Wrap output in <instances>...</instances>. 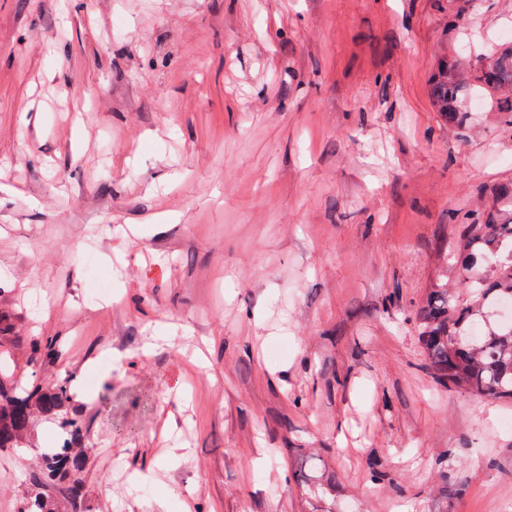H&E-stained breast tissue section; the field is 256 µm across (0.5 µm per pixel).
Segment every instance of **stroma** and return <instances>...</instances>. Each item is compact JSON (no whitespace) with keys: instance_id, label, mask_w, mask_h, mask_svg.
Segmentation results:
<instances>
[{"instance_id":"stroma-1","label":"stroma","mask_w":512,"mask_h":512,"mask_svg":"<svg viewBox=\"0 0 512 512\" xmlns=\"http://www.w3.org/2000/svg\"><path fill=\"white\" fill-rule=\"evenodd\" d=\"M510 42L512 0H0L7 360L71 377L90 512H512V403L440 385L414 319L512 183V125L432 74Z\"/></svg>"}]
</instances>
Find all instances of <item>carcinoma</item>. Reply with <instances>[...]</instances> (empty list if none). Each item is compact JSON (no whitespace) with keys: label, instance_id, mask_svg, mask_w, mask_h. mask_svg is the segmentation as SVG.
Returning <instances> with one entry per match:
<instances>
[{"label":"carcinoma","instance_id":"carcinoma-1","mask_svg":"<svg viewBox=\"0 0 512 512\" xmlns=\"http://www.w3.org/2000/svg\"><path fill=\"white\" fill-rule=\"evenodd\" d=\"M479 84L469 87L455 63L444 62L432 79L433 102L449 121L467 123L463 101L474 94L494 92L497 109L512 124V46L500 48L492 60L479 65ZM457 247L445 265L475 278L455 286L445 274L431 283L415 321L424 344L428 366L444 385L487 400H512V322L496 316L499 303L512 302V184L497 188L482 216L465 217L456 227ZM60 354L56 341L35 343L33 363ZM72 379L57 376L48 381L37 372L13 377L0 370V452L20 447L24 435L42 415L57 425L60 442L42 452L41 468L30 474V492L17 512H89L84 507L87 453L83 444L84 419L73 409ZM292 480L308 494L331 491L315 483L307 471L294 470Z\"/></svg>","mask_w":512,"mask_h":512}]
</instances>
